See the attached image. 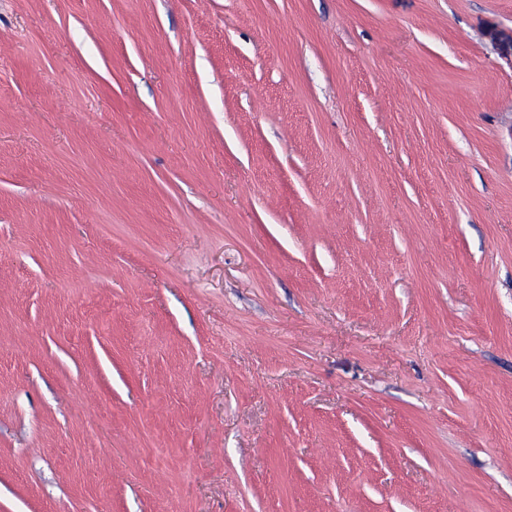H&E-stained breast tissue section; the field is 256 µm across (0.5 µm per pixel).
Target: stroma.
<instances>
[{
  "mask_svg": "<svg viewBox=\"0 0 512 512\" xmlns=\"http://www.w3.org/2000/svg\"><path fill=\"white\" fill-rule=\"evenodd\" d=\"M512 512V0H0V512Z\"/></svg>",
  "mask_w": 512,
  "mask_h": 512,
  "instance_id": "1",
  "label": "stroma"
}]
</instances>
